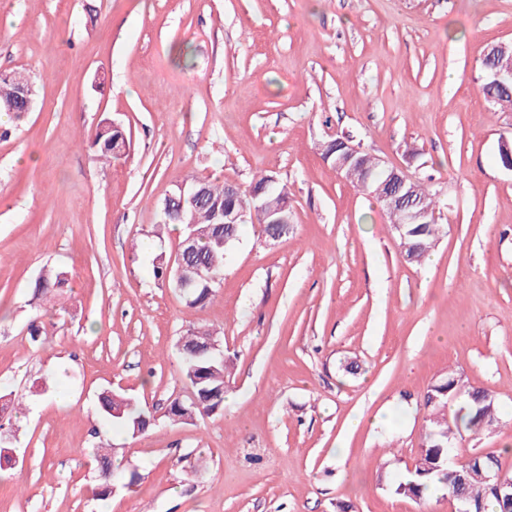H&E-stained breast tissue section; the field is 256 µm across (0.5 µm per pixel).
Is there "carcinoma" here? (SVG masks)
Masks as SVG:
<instances>
[{"label":"carcinoma","mask_w":512,"mask_h":512,"mask_svg":"<svg viewBox=\"0 0 512 512\" xmlns=\"http://www.w3.org/2000/svg\"><path fill=\"white\" fill-rule=\"evenodd\" d=\"M512 69V52L484 53L480 61L481 91L485 100L495 108L512 110V85L502 88L493 82V71ZM19 92L18 82L13 74H0V103L16 99ZM92 144L97 148L100 157L110 162L120 158L129 148L125 134L112 120L105 119L94 133ZM363 171H340L354 187L360 188L374 197H379V188L386 181L385 170L373 165L362 156ZM274 174L262 173L253 179L249 189L242 191L239 187L229 188L227 184L218 185L209 180L204 181V196L195 202L188 213L192 221L190 231L194 234L195 253L192 259L212 269V274L224 279V264L234 246L240 239L242 225L235 228V236L227 245H222L226 228L221 224L218 215L223 212L239 211L242 208L252 209L261 205L264 200H275L288 203L286 187L272 181ZM198 186L194 180L185 190L173 193L175 201L171 207L162 211V223L182 224L179 219V209L176 199L189 196L192 189ZM436 193L420 182H415L408 203L417 211L426 212L434 217L436 210ZM256 223L262 226V232L268 238H275L281 228L292 224L293 217L290 208L285 207L274 215L258 211ZM445 233V225L433 224H404V238L399 240V246L405 260L417 263L424 254L434 246ZM153 273L169 286L177 287L174 272L168 269V259L157 255L153 260ZM67 285L65 272L48 269L36 279L34 298L46 299L55 291ZM220 284L214 281L201 280L195 283L185 293L186 305L190 308L203 306L212 301ZM181 372L193 387L195 395L194 414H210L224 408V377L228 365L219 354L206 353L190 360H185L184 353H179ZM463 380L453 374L431 385L426 396V406L432 408L428 429L425 433L419 452L420 466L415 472L407 474L394 485V492L414 499L426 498L429 485L438 482L448 488L449 495H460L472 506V512H487L492 505L495 512H504L503 505L494 495L488 493L484 480L487 470L501 469L499 457L487 454L476 458L472 453L462 460V464L454 465L448 462V455L455 454L460 447L465 432L490 430L496 426L500 409L495 398L486 390L471 387L465 391L463 405L459 408L453 420H448L440 414L448 404L449 394L461 390ZM98 404L104 423L111 428L124 429L133 434L144 432L150 425V417L144 408L132 397L105 390L99 394ZM95 458L99 466L100 484L96 496L106 500L112 496V487L120 482L114 475L112 462L107 453L96 452ZM138 478L136 472H131L124 487H131Z\"/></svg>","instance_id":"obj_1"}]
</instances>
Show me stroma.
I'll return each mask as SVG.
<instances>
[{
  "mask_svg": "<svg viewBox=\"0 0 512 512\" xmlns=\"http://www.w3.org/2000/svg\"><path fill=\"white\" fill-rule=\"evenodd\" d=\"M500 42L512 0L0 7V73L36 89L34 112L0 123V512H454L445 493L391 487L451 373L500 405L463 446L512 474V172L497 162L512 111L479 81ZM105 117L130 142L109 163L91 143ZM341 134L436 191L447 233L421 263L324 160ZM260 171L287 186L292 231L245 226L215 299L187 307L152 273L182 235L159 226L166 198L195 177L245 190ZM47 268L68 284L40 306ZM193 328L220 337L230 369L223 410L181 424L167 408L190 392L176 344ZM106 388L140 401L144 434L102 428ZM98 447L140 474L104 506Z\"/></svg>",
  "mask_w": 512,
  "mask_h": 512,
  "instance_id": "stroma-1",
  "label": "stroma"
}]
</instances>
